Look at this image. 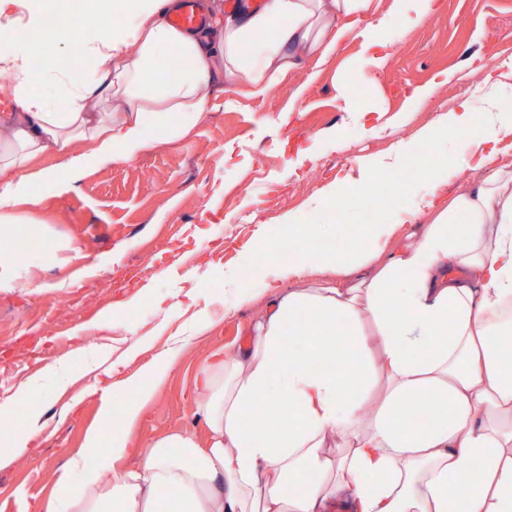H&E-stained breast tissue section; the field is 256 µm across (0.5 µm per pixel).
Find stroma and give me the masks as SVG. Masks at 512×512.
<instances>
[{
    "instance_id": "obj_1",
    "label": "stroma",
    "mask_w": 512,
    "mask_h": 512,
    "mask_svg": "<svg viewBox=\"0 0 512 512\" xmlns=\"http://www.w3.org/2000/svg\"><path fill=\"white\" fill-rule=\"evenodd\" d=\"M372 36L388 45L382 72L362 41L345 40L265 96L224 92L216 76L209 112L183 138L75 183L38 187V206L13 207L15 227L38 244L24 260L38 263L48 288H0V402L30 384L15 420L39 415L43 430L24 455L0 452V512H38L59 495L87 431L111 434L103 410L114 386L168 349L179 354L132 431L138 447L126 463L139 466L170 432L203 436L195 377L213 351L236 352L263 311L265 299H243L242 286L300 249L286 217L331 227L310 245L323 256L412 209L420 167L439 157L424 149L428 127L465 102L484 116L489 89L468 58L512 60V0H443L414 28L394 19ZM424 87L428 101L412 98ZM346 91L357 111L342 110ZM400 144L403 160L375 200L337 208L332 189H352L362 160ZM448 151V190L482 177V151L469 137Z\"/></svg>"
}]
</instances>
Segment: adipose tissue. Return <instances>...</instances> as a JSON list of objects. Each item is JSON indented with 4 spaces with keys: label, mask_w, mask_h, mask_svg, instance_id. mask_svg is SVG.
Returning <instances> with one entry per match:
<instances>
[{
    "label": "adipose tissue",
    "mask_w": 512,
    "mask_h": 512,
    "mask_svg": "<svg viewBox=\"0 0 512 512\" xmlns=\"http://www.w3.org/2000/svg\"><path fill=\"white\" fill-rule=\"evenodd\" d=\"M181 0H81L65 23L47 27L42 0H0V287L20 258L14 201L37 203L35 183H73L99 165L128 160L176 138L207 112L212 78L274 89L346 37L371 44L365 22L376 0H263L223 14L215 27L169 22ZM27 35L18 39L15 27ZM87 57L88 69H60L47 43ZM41 60L48 89L32 93L29 66ZM512 113L491 112L474 128L468 108L449 113L430 137L440 146L470 134L483 148L485 175L446 193L443 168L425 174L414 207L388 215L371 241L322 258L304 251L264 277L270 299L243 348L212 353L197 376L204 437L175 431L143 463L121 467L130 431L164 377V353L122 389L133 392L110 441L87 434L45 512H512V162L498 147ZM91 142L74 154L73 142ZM55 151L62 170L26 175ZM428 224L408 232L418 216ZM466 216L456 234L448 226ZM303 285L281 292L283 281ZM372 333H365L364 323ZM307 337L289 351L285 333ZM293 413L274 432L259 405L271 391ZM431 403L428 421L408 424L413 399ZM0 403V446L24 454L41 429L29 415L12 429ZM95 467H87L88 455Z\"/></svg>",
    "instance_id": "ef3b65f1"
}]
</instances>
